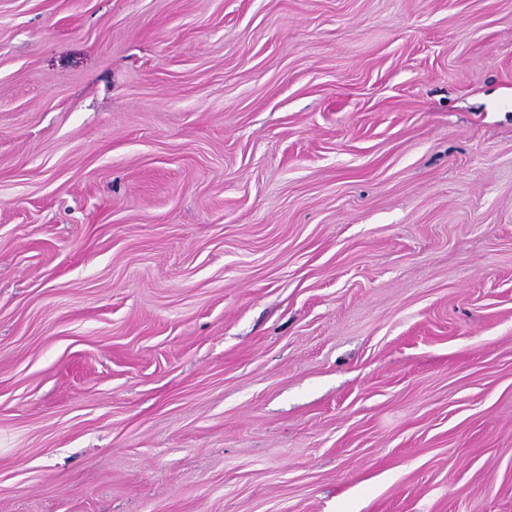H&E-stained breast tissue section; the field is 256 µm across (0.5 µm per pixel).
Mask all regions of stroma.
Here are the masks:
<instances>
[{"label":"stroma","mask_w":512,"mask_h":512,"mask_svg":"<svg viewBox=\"0 0 512 512\" xmlns=\"http://www.w3.org/2000/svg\"><path fill=\"white\" fill-rule=\"evenodd\" d=\"M0 512H512V0H0Z\"/></svg>","instance_id":"35a3bbf8"}]
</instances>
